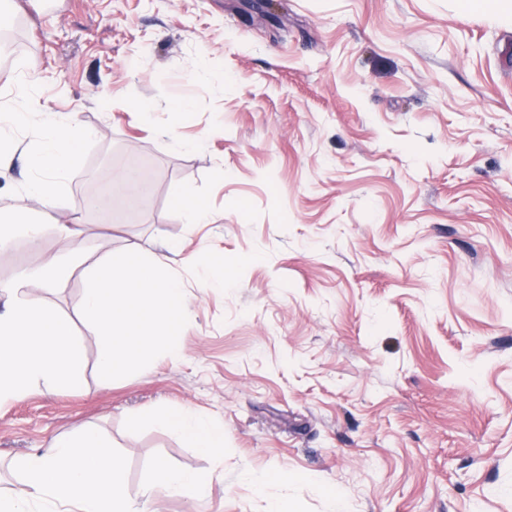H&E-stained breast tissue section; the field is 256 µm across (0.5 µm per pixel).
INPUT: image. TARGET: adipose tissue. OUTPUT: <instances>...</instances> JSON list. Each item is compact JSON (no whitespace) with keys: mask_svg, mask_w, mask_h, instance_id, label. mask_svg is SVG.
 Listing matches in <instances>:
<instances>
[{"mask_svg":"<svg viewBox=\"0 0 512 512\" xmlns=\"http://www.w3.org/2000/svg\"><path fill=\"white\" fill-rule=\"evenodd\" d=\"M88 136V131L74 130L68 118L48 114L40 142L29 154L36 176L26 185L25 196L40 200L45 210H55L61 178L75 165ZM41 232L39 215L26 205L0 211V248L19 236L38 240ZM6 292L10 301L0 313V401L25 397L40 386L54 390L73 385L83 356L69 321L44 307L25 281L14 282ZM149 418L206 455L223 453V427L198 412L160 407ZM15 467L20 477L9 493L0 494V512H37L45 504L60 505L65 512H138L123 491L122 459L96 429L60 435ZM212 482V472L160 464L145 492L199 498Z\"/></svg>","mask_w":512,"mask_h":512,"instance_id":"1","label":"adipose tissue"}]
</instances>
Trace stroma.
<instances>
[{"mask_svg": "<svg viewBox=\"0 0 512 512\" xmlns=\"http://www.w3.org/2000/svg\"><path fill=\"white\" fill-rule=\"evenodd\" d=\"M0 68L88 130L38 244L0 249L83 352L77 384L0 402V485L15 460L91 426L142 512H512V0H0ZM149 104V120L139 116ZM42 114L0 164V210L33 173ZM201 142L173 149L172 138ZM145 172L136 205L85 209ZM191 191L215 216L188 224ZM172 243L224 265L220 288L173 267L177 357L99 376L81 266ZM189 407L224 426L201 454L146 421ZM214 473L207 496L144 500L156 463ZM284 472L257 490L252 475Z\"/></svg>", "mask_w": 512, "mask_h": 512, "instance_id": "35a3bbf8", "label": "stroma"}]
</instances>
